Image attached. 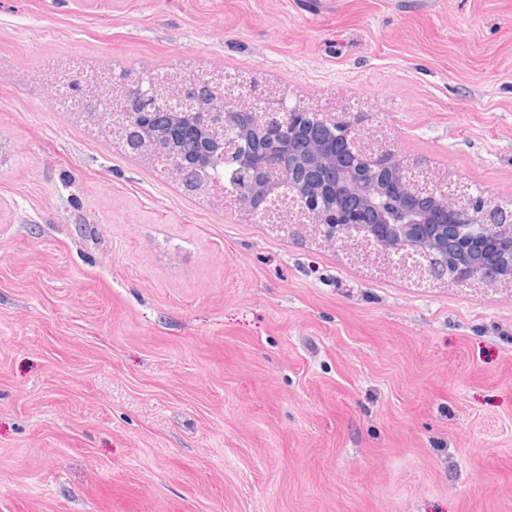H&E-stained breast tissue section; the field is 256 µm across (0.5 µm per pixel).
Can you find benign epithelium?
<instances>
[{"label":"benign epithelium","instance_id":"1","mask_svg":"<svg viewBox=\"0 0 512 512\" xmlns=\"http://www.w3.org/2000/svg\"><path fill=\"white\" fill-rule=\"evenodd\" d=\"M112 105V140L166 143L169 177L188 167L215 175L191 186L264 224H303L357 256L380 254L406 275L426 277L434 255L448 270L491 262L512 288V201L502 204L460 182H439L401 157L347 107H312L273 86L223 74L137 73L93 78L74 98ZM233 189L224 191L223 176Z\"/></svg>","mask_w":512,"mask_h":512}]
</instances>
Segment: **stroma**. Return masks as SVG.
<instances>
[{
    "mask_svg": "<svg viewBox=\"0 0 512 512\" xmlns=\"http://www.w3.org/2000/svg\"><path fill=\"white\" fill-rule=\"evenodd\" d=\"M73 66L359 104L512 199V0H0V512H512V288L186 195Z\"/></svg>",
    "mask_w": 512,
    "mask_h": 512,
    "instance_id": "1",
    "label": "stroma"
}]
</instances>
